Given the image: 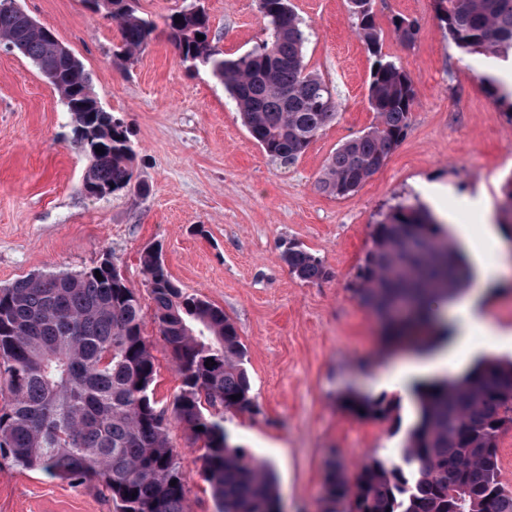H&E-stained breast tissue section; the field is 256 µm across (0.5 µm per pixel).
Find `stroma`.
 I'll list each match as a JSON object with an SVG mask.
<instances>
[{"mask_svg": "<svg viewBox=\"0 0 512 512\" xmlns=\"http://www.w3.org/2000/svg\"><path fill=\"white\" fill-rule=\"evenodd\" d=\"M225 56L266 37L258 0H202ZM80 60L102 107L121 118L148 188L101 199L84 194L86 160L72 142L59 93L36 65L0 44V288L41 272H76L111 254L141 296L157 371L154 396L172 403L181 378L153 321L141 253L159 248L172 278L223 309L246 348L256 413H225L224 426L277 476L278 512H324L328 463L353 474L372 457L398 459L416 420L363 419L341 402L372 394L386 365L379 319L350 286L371 245V226L422 185L442 183L458 244L479 237V205L496 208L512 175V109L480 78L436 16L434 0H374L383 57L398 59L416 92L410 126L385 165L336 199L316 180L327 159L376 122L368 103L375 58L358 36L348 0H291L307 40V69L335 93L339 115L291 165L251 138L223 84L183 64L164 35L137 58L115 51L119 27L86 0H16ZM418 21L412 45L393 20ZM323 260L330 280L310 284L282 261L288 244ZM186 480L188 512H216L202 451L169 426ZM0 512H116L96 483L79 486L0 459Z\"/></svg>", "mask_w": 512, "mask_h": 512, "instance_id": "stroma-1", "label": "stroma"}]
</instances>
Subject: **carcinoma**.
I'll return each instance as SVG.
<instances>
[{
	"label": "carcinoma",
	"instance_id": "cac0c4a2",
	"mask_svg": "<svg viewBox=\"0 0 512 512\" xmlns=\"http://www.w3.org/2000/svg\"><path fill=\"white\" fill-rule=\"evenodd\" d=\"M88 2L118 23V56L131 59L147 48L157 26L137 14L136 0ZM3 4L0 41L35 63L60 94L73 143L88 162L84 189L95 198L142 189L133 183L136 152L128 129L100 105L81 62L49 28ZM435 5L462 52L512 55V0ZM259 9L267 38L237 58L212 43L203 8L168 15L163 33L183 63L224 84L268 156L291 164L336 121L337 103L326 82L307 71L306 37L291 2L259 0ZM350 11L377 57L368 88L377 123L327 159L317 188L336 198L354 193L383 166L407 133L415 100L409 74L381 56L373 0H350ZM395 31L411 45L419 25L401 18ZM281 259L304 282L332 278L322 259L294 243ZM141 263L159 334L182 380L172 407L153 396L156 371L140 296L114 266L31 274L0 288V378L10 394L0 407V458L72 484L96 482L118 512H186L185 481L169 437L174 420L203 442V474L217 512H277L275 471L232 444L224 428V412L258 409L235 324L223 309L182 288L153 253L143 252ZM471 278L443 225L418 198L406 197L372 225L353 292L381 316L399 301L414 305L409 320L383 326L392 345L430 333L433 306L452 300ZM412 393L417 418L402 447L403 464L373 457L351 477L340 463L330 464L325 512H512L498 448L499 434L512 428V360L481 358L463 375L419 383ZM341 403L360 418L388 419L397 409L391 400L351 391Z\"/></svg>",
	"mask_w": 512,
	"mask_h": 512
}]
</instances>
